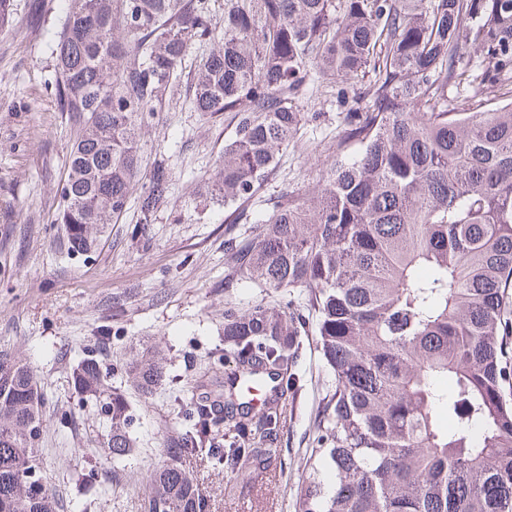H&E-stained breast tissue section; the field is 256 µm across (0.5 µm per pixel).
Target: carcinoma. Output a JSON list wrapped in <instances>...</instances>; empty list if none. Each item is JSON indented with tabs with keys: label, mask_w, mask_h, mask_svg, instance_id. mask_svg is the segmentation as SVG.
Returning a JSON list of instances; mask_svg holds the SVG:
<instances>
[{
	"label": "carcinoma",
	"mask_w": 512,
	"mask_h": 512,
	"mask_svg": "<svg viewBox=\"0 0 512 512\" xmlns=\"http://www.w3.org/2000/svg\"><path fill=\"white\" fill-rule=\"evenodd\" d=\"M55 43L57 110L78 126L60 188L68 250L138 195L149 224L172 173L140 131L181 96L230 115L203 196L228 208L231 288L305 295L334 387L318 414L296 512H512V0H68ZM196 47L208 53L181 84ZM477 55L476 72L465 58ZM497 88L483 111L448 108V82ZM353 101L311 191L261 198L315 88ZM306 319L265 304L224 311V374L168 432L140 512H214L183 461L253 478L277 468ZM126 374L143 395L166 379L156 355ZM78 390L107 384L97 354ZM34 370L0 350V512H59L37 477L46 426ZM106 449L85 477L107 487L136 449L125 400L104 406ZM448 418V424L442 418Z\"/></svg>",
	"instance_id": "obj_1"
}]
</instances>
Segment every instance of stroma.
Masks as SVG:
<instances>
[{
	"mask_svg": "<svg viewBox=\"0 0 512 512\" xmlns=\"http://www.w3.org/2000/svg\"><path fill=\"white\" fill-rule=\"evenodd\" d=\"M14 0L12 25L0 31V350L36 372L46 397V426L38 441L39 475L64 512H138L146 472L166 460L163 441L182 412L178 393H196L204 369L224 361V308L262 301L285 308L298 294L240 284L225 288L231 262L224 249V209L198 197L201 179L224 150L231 126L173 101L154 113L140 138L145 164L165 161L172 171L171 202L153 223L138 221L129 201L115 223L100 225L95 251L73 255L66 227L56 221L61 185L76 127L46 89L53 74L52 46L44 29H60L65 0ZM295 143L278 159L266 192L308 190L331 160L329 143L342 107L313 96ZM124 305L113 316L114 302ZM110 340L101 343L102 326ZM101 349L109 391L122 394L132 414L136 448L105 492L82 497L77 479L103 453L107 422L94 398L75 389L73 372L87 350ZM156 350L169 380L143 398L123 373L126 364ZM296 393L279 446L284 467L271 488L276 512H295L315 447V419L334 376L315 334L302 337L292 368ZM191 470L215 498L217 512H253L255 493L243 476L194 461Z\"/></svg>",
	"mask_w": 512,
	"mask_h": 512,
	"instance_id": "35a3bbf8",
	"label": "stroma"
}]
</instances>
